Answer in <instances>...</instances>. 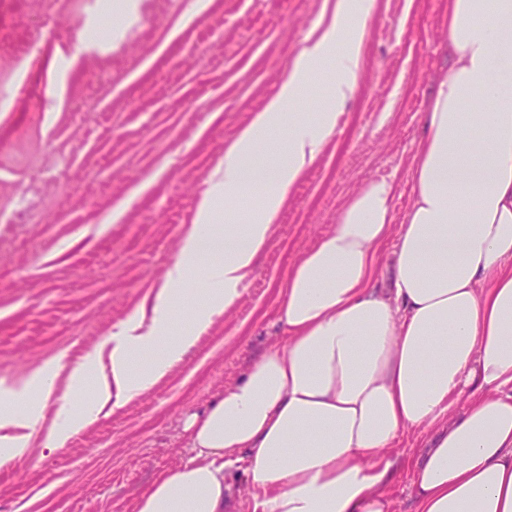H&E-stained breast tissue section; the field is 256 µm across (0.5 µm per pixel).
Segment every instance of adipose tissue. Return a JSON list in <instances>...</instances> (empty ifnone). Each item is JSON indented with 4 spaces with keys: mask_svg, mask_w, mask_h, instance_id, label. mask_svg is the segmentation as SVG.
<instances>
[{
    "mask_svg": "<svg viewBox=\"0 0 512 512\" xmlns=\"http://www.w3.org/2000/svg\"><path fill=\"white\" fill-rule=\"evenodd\" d=\"M374 8L375 0H336L226 146L150 313L128 318L103 351L69 367L0 381L1 462L26 452L58 378L66 393L51 451L148 393L241 299L290 190L356 95ZM441 48L403 218L392 181L362 182L280 292L283 341L184 417L191 458L137 495L134 512H227L226 472L242 459L253 512H391L388 452L411 430L430 434L415 465L417 512H512V0H448ZM331 56L320 110L296 111ZM275 132L283 149L269 159ZM206 248L220 258L182 333L170 318L173 297ZM84 393L89 406L75 405Z\"/></svg>",
    "mask_w": 512,
    "mask_h": 512,
    "instance_id": "obj_1",
    "label": "adipose tissue"
}]
</instances>
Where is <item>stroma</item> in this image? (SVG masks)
<instances>
[{
    "mask_svg": "<svg viewBox=\"0 0 512 512\" xmlns=\"http://www.w3.org/2000/svg\"><path fill=\"white\" fill-rule=\"evenodd\" d=\"M333 2L209 0L199 24L194 0H112L136 24L100 26L111 46H78L71 98L59 83L63 42L43 35V0H0V70L15 51L31 61L27 88L0 83V203L48 168L54 178L40 195L60 214L53 224H0V379L78 361L153 302L204 181ZM447 16L448 0H377L357 95L290 192L239 304L152 391L64 448L44 453L40 429L24 455L0 464V512H131L136 495L189 458L182 418L280 339L281 288L362 181L392 178L396 215L408 208ZM182 56L189 68L171 65ZM35 97L53 98L57 130L30 112ZM428 438L404 434L392 454V512H416L414 464Z\"/></svg>",
    "mask_w": 512,
    "mask_h": 512,
    "instance_id": "obj_1",
    "label": "stroma"
}]
</instances>
